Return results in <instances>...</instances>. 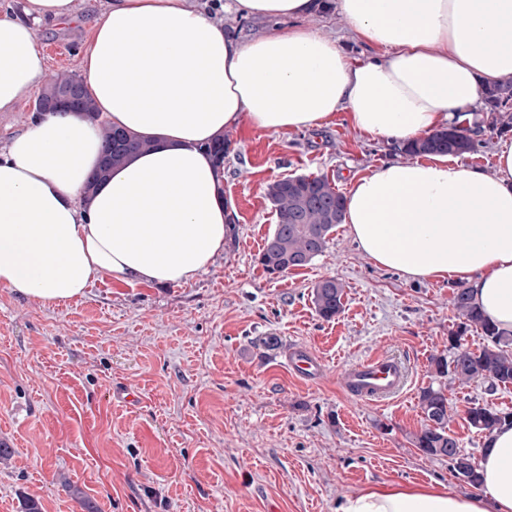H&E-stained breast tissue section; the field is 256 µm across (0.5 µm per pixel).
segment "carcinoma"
I'll return each instance as SVG.
<instances>
[{
    "label": "carcinoma",
    "instance_id": "carcinoma-1",
    "mask_svg": "<svg viewBox=\"0 0 512 512\" xmlns=\"http://www.w3.org/2000/svg\"><path fill=\"white\" fill-rule=\"evenodd\" d=\"M486 107V128L491 132L512 130V77L505 78L493 88L481 91ZM103 151H112L110 161L99 166L92 183L106 179L112 167L132 155L146 151L151 143L130 133L119 144H109V127L102 126ZM477 141L467 129H443L407 142L401 152L409 157L431 154L465 156L477 151ZM267 196L277 217V224L265 246L258 254V263L269 275H284L288 268L310 265L321 256L329 243V236L343 222L345 196L322 176L295 175L271 182ZM344 285L334 278L317 282L311 290V303L316 314L330 321L342 312ZM452 306L464 328L481 330L487 344L472 350L459 339L452 340L453 355L432 359L440 375L452 374L461 384L484 380L491 385L512 384V343L485 317L475 302L472 292L459 286L454 289ZM420 407L424 427L414 436L413 444L427 457L448 459L452 471H457L461 456L458 441L448 429V395L441 388L429 386L420 393ZM470 427L480 432H491L508 423L512 413L501 412L488 405L475 404L466 410Z\"/></svg>",
    "mask_w": 512,
    "mask_h": 512
}]
</instances>
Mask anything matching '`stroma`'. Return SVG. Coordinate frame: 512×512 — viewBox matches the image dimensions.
<instances>
[{
    "label": "stroma",
    "mask_w": 512,
    "mask_h": 512,
    "mask_svg": "<svg viewBox=\"0 0 512 512\" xmlns=\"http://www.w3.org/2000/svg\"><path fill=\"white\" fill-rule=\"evenodd\" d=\"M231 0H199L208 18L243 37L291 24L351 40L336 10L252 19ZM103 0H83L77 21L37 28L47 71L79 74L86 29ZM224 195L238 242L186 284L93 280L83 297L43 303L0 286V512H336L346 498L387 483L473 493L444 458L412 444L423 424L419 396L445 389L448 427L472 461L486 436L466 421L471 403L512 412V386L437 376L459 320L453 284L409 280L377 266L337 225L310 265L269 276L257 256L276 216L268 184L291 174L327 177L340 192L352 178L400 157L359 135L339 112L318 130L268 132L248 122L225 130ZM344 285L343 310L320 318L313 285ZM279 340L266 346L267 337ZM317 354L320 379L287 365L290 348ZM393 357L408 383L387 406L361 404L343 385L353 364Z\"/></svg>",
    "instance_id": "35a3bbf8"
}]
</instances>
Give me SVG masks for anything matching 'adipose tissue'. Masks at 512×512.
<instances>
[{
  "instance_id": "1",
  "label": "adipose tissue",
  "mask_w": 512,
  "mask_h": 512,
  "mask_svg": "<svg viewBox=\"0 0 512 512\" xmlns=\"http://www.w3.org/2000/svg\"><path fill=\"white\" fill-rule=\"evenodd\" d=\"M316 0H233L254 18H298ZM349 32L376 54L350 59L321 31L244 40L196 0H108L91 23L81 82L104 123L151 148L86 187L103 143L80 112H46L0 152V285L44 303L89 282L183 284L224 251V173L209 144L249 122L268 132L321 127L346 113L393 144L473 121L480 89L512 76V0H336ZM77 0L0 2V112L43 85L36 27L75 20ZM343 221L358 248L409 279L464 283L512 334V137L492 171L449 155L392 160L356 178ZM482 492L398 484L337 512H512V426L491 432Z\"/></svg>"
}]
</instances>
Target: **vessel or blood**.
<instances>
[{"mask_svg":"<svg viewBox=\"0 0 512 512\" xmlns=\"http://www.w3.org/2000/svg\"><path fill=\"white\" fill-rule=\"evenodd\" d=\"M291 372L308 381L319 379L323 366L312 352L295 348L287 358ZM406 368L393 358L374 357L352 367L343 379L347 392L361 402L382 405L402 390L407 381Z\"/></svg>","mask_w":512,"mask_h":512,"instance_id":"1","label":"vessel or blood"}]
</instances>
